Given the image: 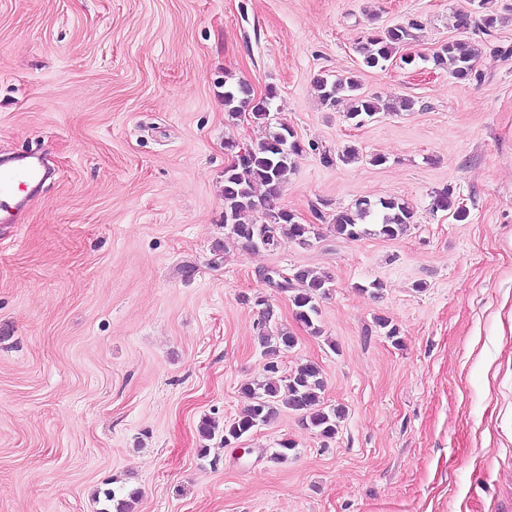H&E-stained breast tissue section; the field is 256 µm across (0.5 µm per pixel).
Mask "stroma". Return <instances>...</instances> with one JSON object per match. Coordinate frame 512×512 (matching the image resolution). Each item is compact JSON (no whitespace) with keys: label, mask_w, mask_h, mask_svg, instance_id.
Segmentation results:
<instances>
[{"label":"stroma","mask_w":512,"mask_h":512,"mask_svg":"<svg viewBox=\"0 0 512 512\" xmlns=\"http://www.w3.org/2000/svg\"><path fill=\"white\" fill-rule=\"evenodd\" d=\"M477 3L0 0V158L48 171L0 223V512H115L109 489L130 512H512V0L488 35L457 25ZM412 19L411 64L363 66L364 32ZM454 39L472 81L431 62ZM323 73L414 107L355 125ZM238 81L276 88L268 121L225 109ZM269 122L308 145L281 204L319 235L246 251L225 236L224 143ZM446 187L466 220L434 209ZM363 197L408 201L412 224L334 233ZM300 268L332 277L317 335L263 280ZM258 296L297 338L283 369L317 363L345 408L334 438L284 410L238 445L201 439L264 377Z\"/></svg>","instance_id":"obj_1"}]
</instances>
